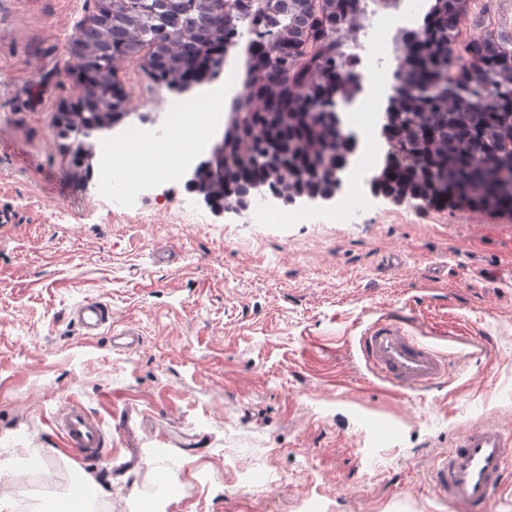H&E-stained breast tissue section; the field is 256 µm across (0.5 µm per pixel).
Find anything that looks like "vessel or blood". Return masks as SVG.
I'll return each mask as SVG.
<instances>
[{
    "instance_id": "vessel-or-blood-1",
    "label": "vessel or blood",
    "mask_w": 512,
    "mask_h": 512,
    "mask_svg": "<svg viewBox=\"0 0 512 512\" xmlns=\"http://www.w3.org/2000/svg\"><path fill=\"white\" fill-rule=\"evenodd\" d=\"M83 337L111 328L109 304L88 299L72 309ZM359 352L369 371L399 392L420 391L446 382L448 356L422 344L396 321L380 319L359 338ZM55 426L75 459L90 463L105 457L101 423L77 405L63 407ZM512 485V436L480 423L465 429L436 469L433 492L452 512H482Z\"/></svg>"
}]
</instances>
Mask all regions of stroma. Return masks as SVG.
Segmentation results:
<instances>
[{"label":"stroma","instance_id":"1","mask_svg":"<svg viewBox=\"0 0 512 512\" xmlns=\"http://www.w3.org/2000/svg\"><path fill=\"white\" fill-rule=\"evenodd\" d=\"M94 2L0 0V512L85 483L105 512H449L439 457L473 423L512 433V211L380 199L352 222L247 223L171 180L76 182L54 120L81 94L67 47ZM491 32L512 34V0H469L461 42ZM118 77L129 108L158 103L139 58ZM90 298L138 350L80 335ZM381 317L447 353L446 385L397 395L366 369L356 341ZM71 402L104 428L99 462L54 429ZM38 455L61 488L24 506L4 487Z\"/></svg>","mask_w":512,"mask_h":512}]
</instances>
